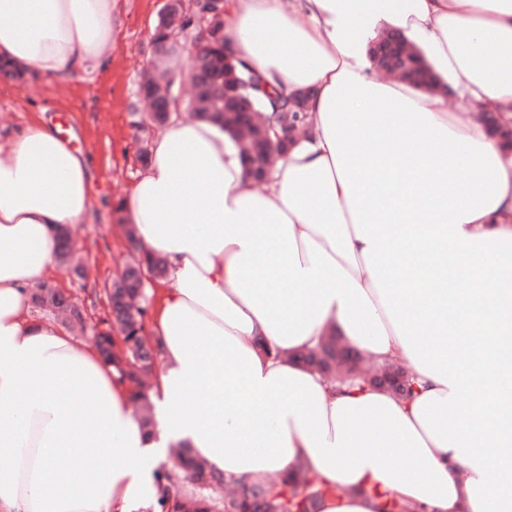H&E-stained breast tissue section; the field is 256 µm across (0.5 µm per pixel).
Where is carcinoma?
<instances>
[{"instance_id": "1", "label": "carcinoma", "mask_w": 512, "mask_h": 512, "mask_svg": "<svg viewBox=\"0 0 512 512\" xmlns=\"http://www.w3.org/2000/svg\"><path fill=\"white\" fill-rule=\"evenodd\" d=\"M247 81L245 93L254 101L259 114H264L266 104L278 112L288 111L290 97L263 87L262 79L251 69H240ZM224 74V48L216 40L205 51L203 77L199 83L201 96L188 101V107L198 110V115H208L231 131L245 156H256L270 167L274 154L282 149L259 139L252 129L245 127L242 114L201 110V102L219 100L216 78ZM147 272L156 279L164 274L161 260H148L136 256L126 266L120 279L112 283V321H104L106 327L93 333L92 341L103 360L112 366L117 381L133 388L132 400L142 409L150 405L149 379L154 373L159 341L144 349L145 320L150 305L141 273ZM41 305L69 312L68 320L74 329L85 332L81 314L68 309L62 294L47 289ZM347 347L335 336L322 337L315 349L303 354L302 360L323 376L336 374V380L344 382L359 377L357 367L346 361ZM159 484L157 504L159 512H316L321 497L331 492L312 468L298 463L287 475H268L262 480L245 484L216 475L205 462L196 458L191 449L183 447L173 461L161 466L156 473Z\"/></svg>"}]
</instances>
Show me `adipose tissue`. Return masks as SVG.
<instances>
[{
    "mask_svg": "<svg viewBox=\"0 0 512 512\" xmlns=\"http://www.w3.org/2000/svg\"><path fill=\"white\" fill-rule=\"evenodd\" d=\"M396 29L433 90L377 80ZM224 45L310 135L255 188L233 136L171 106L122 203L163 259L156 430L91 343L32 311L60 227L94 197L49 124L0 139V512H146L170 444L252 483L308 463L318 512H512V0H226ZM112 56V0H0V75ZM472 110H448L447 92ZM406 366L413 392L327 382L321 336Z\"/></svg>",
    "mask_w": 512,
    "mask_h": 512,
    "instance_id": "ef3b65f1",
    "label": "adipose tissue"
}]
</instances>
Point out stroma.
<instances>
[{
	"instance_id": "35a3bbf8",
	"label": "stroma",
	"mask_w": 512,
	"mask_h": 512,
	"mask_svg": "<svg viewBox=\"0 0 512 512\" xmlns=\"http://www.w3.org/2000/svg\"><path fill=\"white\" fill-rule=\"evenodd\" d=\"M163 0H112V61L77 73L67 83L27 75L0 78V138L45 121L52 110L75 117L79 146L90 163L94 206L82 223L71 225L80 270L56 265L47 280L85 320L97 325L110 312L105 285L121 277L130 259L127 227L115 210L142 170V147L157 130L140 128L139 88L144 71L163 64L153 43Z\"/></svg>"
}]
</instances>
